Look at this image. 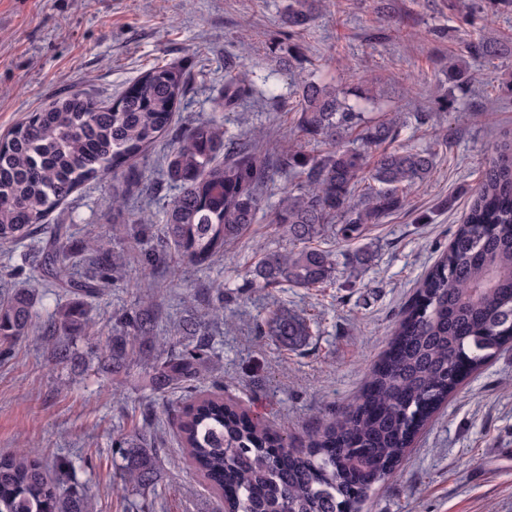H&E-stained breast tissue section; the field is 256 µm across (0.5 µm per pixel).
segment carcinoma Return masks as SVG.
<instances>
[{"label": "carcinoma", "mask_w": 512, "mask_h": 512, "mask_svg": "<svg viewBox=\"0 0 512 512\" xmlns=\"http://www.w3.org/2000/svg\"><path fill=\"white\" fill-rule=\"evenodd\" d=\"M315 9L313 0H293L288 27L305 28ZM466 53L493 61L512 57V46L482 36L467 44ZM469 77L466 60H449L448 80L463 84ZM185 84L179 70L156 65L112 102L74 92L11 127L0 138V244L30 236L89 181L110 177L112 196H122L119 176L169 135ZM243 87L234 76L226 79L225 107L242 96ZM299 89L297 129L305 142L355 132L360 146L282 155L280 169L297 184L281 199L272 223L288 246L265 252L251 271L259 288L328 283L335 263L312 245L327 225L335 224L345 241L362 237L366 225L403 210L408 194L434 170L428 148H389L406 121L387 113L368 120L314 79L301 80ZM165 163L177 193L164 210L160 249H150L146 261L164 264L175 280L185 263L203 266L224 256L227 242L254 222L258 190L276 170L249 141L227 137L214 119L171 139ZM363 181L366 192L357 197ZM124 268L123 253L96 240L75 251L67 229L56 225L43 248L42 271L65 289L69 302L43 319L33 291L14 289L0 300V354L38 325L51 337L53 361L71 362L77 341L91 332L88 300ZM207 316L183 322L177 328L181 347L157 355L158 306L152 295L141 294L116 319L102 360L114 373L141 366L156 390L193 387L213 369ZM260 333L290 348L310 335L305 319L280 308L269 311ZM505 347H512V138L494 147L463 224L419 284L391 352L352 409L298 450L266 421L221 397L201 395L178 410L181 447L195 470L223 491L227 512H361L375 484L398 476L432 412L458 391L467 373ZM112 452L121 459L116 490L155 491L158 453L146 429L117 433ZM56 469L59 478L53 480L30 453L0 455V512H89L85 491L62 479L71 462L61 458Z\"/></svg>", "instance_id": "cac0c4a2"}]
</instances>
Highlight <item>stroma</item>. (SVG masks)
Listing matches in <instances>:
<instances>
[{"label":"stroma","mask_w":512,"mask_h":512,"mask_svg":"<svg viewBox=\"0 0 512 512\" xmlns=\"http://www.w3.org/2000/svg\"><path fill=\"white\" fill-rule=\"evenodd\" d=\"M479 1L481 10L471 13L472 0H316L313 21L292 36L284 22L289 0H0V134L73 90L115 100L157 63L187 74L174 133L213 118L227 134H255L259 155L273 166L291 149L320 151L296 131L299 78L334 85L342 98L361 87L366 116L408 117L395 145L434 151V173L403 210L369 225L360 239L329 232L319 239L336 264L324 287L267 290L251 282L262 253L286 244L271 222L292 187L284 174L260 188L255 224L223 259L184 266L178 281L161 266L146 277L164 337L187 315L185 291L205 299L212 287L223 288L224 317L212 341L220 367L200 387L274 421L301 448L314 429L353 405L419 282L462 223L492 146L512 135V58L491 67L471 62L478 79L468 86L448 80V59L464 55L467 41L485 35L512 43V5ZM230 72L245 76L248 91L226 110L220 100ZM271 83L279 99L261 100ZM440 97L448 99L447 111L425 125L411 122ZM167 150L161 142L137 159L138 181L120 211L112 209L111 181L96 180L49 217L69 225L74 248L96 234L128 262L126 278L92 304L101 323L93 343H103L107 320L129 309L145 279L147 246L130 226L143 213L161 222L174 194ZM44 240L36 233L0 245V285L35 290L46 313L67 297L39 271ZM359 250L367 254L361 263L354 259ZM274 303L307 319L306 344L288 350L259 336L256 325ZM88 343L78 344L82 358L58 365L33 331L0 356V453L28 448L50 469L68 458L90 512H142L140 495L113 491L119 458L112 438L144 424L161 459L154 512H224L223 499L180 445L174 410L188 403V390L153 391L139 369L112 378ZM362 512H512V349L466 378L415 437L400 477L376 485Z\"/></svg>","instance_id":"1"}]
</instances>
